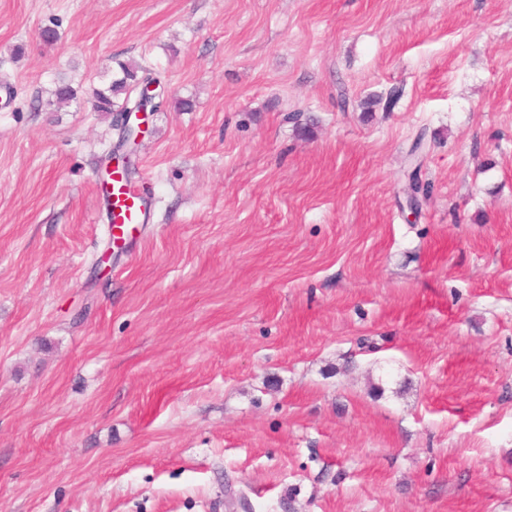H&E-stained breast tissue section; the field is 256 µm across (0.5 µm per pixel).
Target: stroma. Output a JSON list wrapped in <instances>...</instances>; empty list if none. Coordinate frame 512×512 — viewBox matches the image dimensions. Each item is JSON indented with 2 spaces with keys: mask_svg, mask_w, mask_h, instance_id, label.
<instances>
[{
  "mask_svg": "<svg viewBox=\"0 0 512 512\" xmlns=\"http://www.w3.org/2000/svg\"><path fill=\"white\" fill-rule=\"evenodd\" d=\"M0 512H512V0H0ZM119 71L122 76L112 80L111 84L106 89L94 90L93 105L96 112H116L120 114L128 112L130 107H133L138 113L142 112L137 110H139L144 103L139 97L132 98L130 95V90L135 84L140 83L136 68L129 64L119 63ZM121 94H125L126 96L122 103L119 104L115 102V99ZM133 113L134 112H128L121 117V124L124 126V130H127L129 136L131 135V131H133L129 125ZM104 199L111 203L112 238L114 241L124 240L136 229L135 224H143L142 200L139 189L127 183L123 176L112 177L107 187H99Z\"/></svg>",
  "mask_w": 512,
  "mask_h": 512,
  "instance_id": "1",
  "label": "stroma"
}]
</instances>
